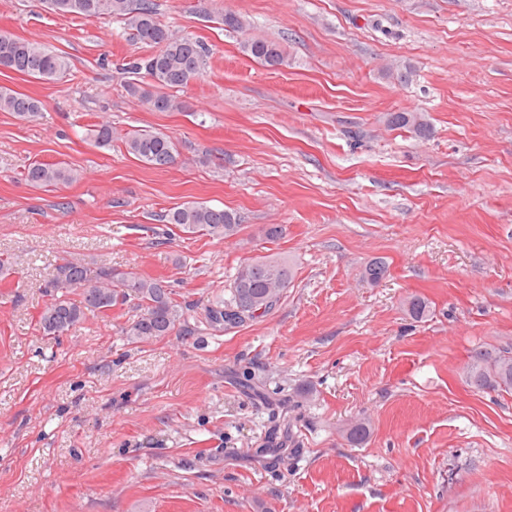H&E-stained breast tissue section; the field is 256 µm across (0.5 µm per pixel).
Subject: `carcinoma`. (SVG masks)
Wrapping results in <instances>:
<instances>
[{
    "mask_svg": "<svg viewBox=\"0 0 512 512\" xmlns=\"http://www.w3.org/2000/svg\"><path fill=\"white\" fill-rule=\"evenodd\" d=\"M49 10L92 20L103 15L118 19L133 38L151 48L148 56L126 64V91L157 112H175L183 102L175 92L187 88L208 66L205 44L191 35H179L162 23L151 0H42ZM224 29L246 32L250 22L242 15L226 12L220 17ZM242 52L260 64L278 69L288 65L284 42L261 37H247L240 43ZM70 61L45 44L0 32V69L28 75L38 80L56 81L70 72ZM41 104L36 98L0 87V112H11L21 119L36 116ZM388 122L424 135L430 124L423 113L393 112ZM88 135L99 149L112 146V125L95 124ZM127 153L154 169H165L176 159V144L162 132L137 129L125 138ZM25 179L43 188H60L77 179L74 169L55 163L33 162ZM165 222L184 234H215L226 238L240 229L237 216L203 202L184 203L167 214ZM293 278L287 259L270 254L248 260L237 268L231 296L224 306L212 309L209 320L229 325L243 324L272 310ZM51 299L43 307L39 325L47 336H65L87 314L106 313L131 301L138 302L142 313L123 329L133 343L150 337L167 336L182 329L183 307L173 297L172 289L160 278L138 275L112 267L92 269L81 262L69 261L57 268L50 283ZM79 292L80 301L69 298ZM411 318L421 321L429 314L428 303L413 297L407 302ZM469 363L478 369L471 387L479 390L512 392V350L479 348L471 352Z\"/></svg>",
    "mask_w": 512,
    "mask_h": 512,
    "instance_id": "cac0c4a2",
    "label": "carcinoma"
}]
</instances>
